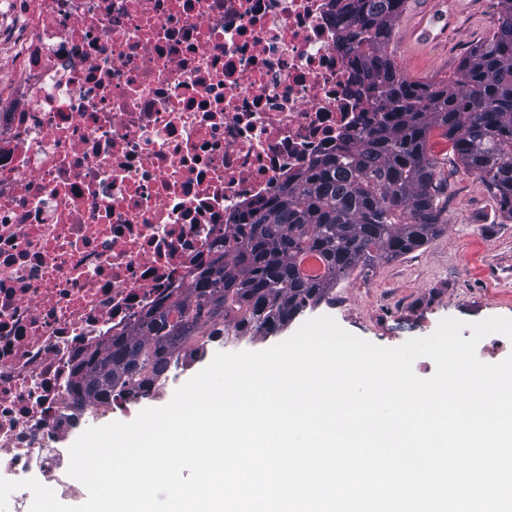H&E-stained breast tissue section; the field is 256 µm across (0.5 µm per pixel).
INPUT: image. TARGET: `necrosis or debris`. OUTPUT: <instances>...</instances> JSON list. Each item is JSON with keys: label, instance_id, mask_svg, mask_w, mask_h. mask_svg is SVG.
<instances>
[{"label": "necrosis or debris", "instance_id": "necrosis-or-debris-1", "mask_svg": "<svg viewBox=\"0 0 512 512\" xmlns=\"http://www.w3.org/2000/svg\"><path fill=\"white\" fill-rule=\"evenodd\" d=\"M0 477L72 493L77 354L362 136L330 0H0Z\"/></svg>", "mask_w": 512, "mask_h": 512}]
</instances>
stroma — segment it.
<instances>
[{
    "label": "stroma",
    "mask_w": 512,
    "mask_h": 512,
    "mask_svg": "<svg viewBox=\"0 0 512 512\" xmlns=\"http://www.w3.org/2000/svg\"><path fill=\"white\" fill-rule=\"evenodd\" d=\"M498 13L497 0H407L394 24L391 57L409 78L448 81L460 58L493 35ZM430 145L448 181L443 232L402 257L349 272L301 320L328 315L348 332L394 348L430 336L447 317L466 322V339L472 323L512 318V213L500 208L447 140L435 134ZM301 320L268 336L210 342L180 378L189 380L219 352L271 348L292 336Z\"/></svg>",
    "instance_id": "35a3bbf8"
}]
</instances>
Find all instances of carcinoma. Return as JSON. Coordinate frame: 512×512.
<instances>
[{
  "mask_svg": "<svg viewBox=\"0 0 512 512\" xmlns=\"http://www.w3.org/2000/svg\"><path fill=\"white\" fill-rule=\"evenodd\" d=\"M332 2L356 91L374 101L375 121L247 207L179 301L158 303L84 358L71 383L75 404L145 398L191 342L217 339L228 326L267 336L355 268L399 258L441 233L444 186L430 146L436 130L512 213V0H498L496 31L462 58L449 83L412 80L390 58L406 0ZM310 254L324 275L304 274Z\"/></svg>",
  "mask_w": 512,
  "mask_h": 512,
  "instance_id": "1",
  "label": "carcinoma"
}]
</instances>
